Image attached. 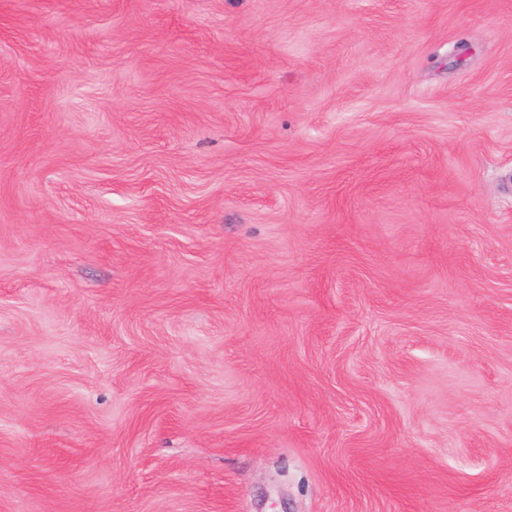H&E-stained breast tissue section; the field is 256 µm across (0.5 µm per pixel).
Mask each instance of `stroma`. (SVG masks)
I'll return each mask as SVG.
<instances>
[{
	"label": "stroma",
	"mask_w": 512,
	"mask_h": 512,
	"mask_svg": "<svg viewBox=\"0 0 512 512\" xmlns=\"http://www.w3.org/2000/svg\"><path fill=\"white\" fill-rule=\"evenodd\" d=\"M0 512H512V0H0Z\"/></svg>",
	"instance_id": "stroma-1"
}]
</instances>
